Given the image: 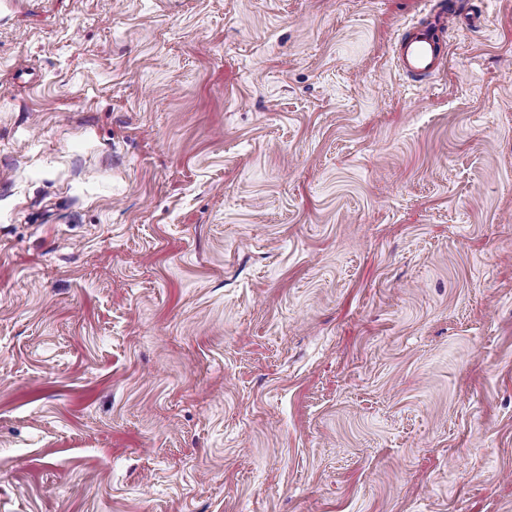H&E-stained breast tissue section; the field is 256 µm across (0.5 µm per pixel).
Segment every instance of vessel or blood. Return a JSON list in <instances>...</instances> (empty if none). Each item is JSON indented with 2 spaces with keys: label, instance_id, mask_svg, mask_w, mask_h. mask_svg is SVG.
<instances>
[{
  "label": "vessel or blood",
  "instance_id": "vessel-or-blood-1",
  "mask_svg": "<svg viewBox=\"0 0 512 512\" xmlns=\"http://www.w3.org/2000/svg\"><path fill=\"white\" fill-rule=\"evenodd\" d=\"M458 14L471 23L482 16L471 0H434L424 23L412 25L397 41L396 65L409 78L425 79L444 72L448 65L446 34L449 14Z\"/></svg>",
  "mask_w": 512,
  "mask_h": 512
}]
</instances>
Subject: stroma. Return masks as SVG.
<instances>
[{"label": "stroma", "instance_id": "35a3bbf8", "mask_svg": "<svg viewBox=\"0 0 512 512\" xmlns=\"http://www.w3.org/2000/svg\"><path fill=\"white\" fill-rule=\"evenodd\" d=\"M0 0V512H512V0ZM455 1L448 11L446 0H430L435 5L426 15L427 21L411 25L397 41L396 65L408 78H431L444 72L448 65V15L459 14L472 24L482 16L481 8L470 0ZM447 34V42H446Z\"/></svg>", "mask_w": 512, "mask_h": 512}]
</instances>
